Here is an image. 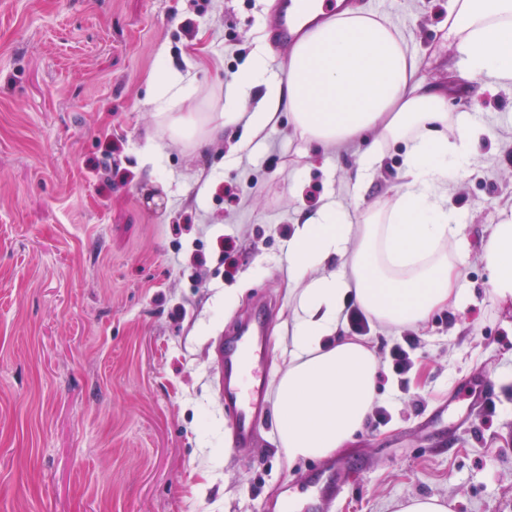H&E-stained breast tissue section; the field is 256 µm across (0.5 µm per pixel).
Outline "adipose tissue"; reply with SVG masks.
<instances>
[{
	"label": "adipose tissue",
	"mask_w": 512,
	"mask_h": 512,
	"mask_svg": "<svg viewBox=\"0 0 512 512\" xmlns=\"http://www.w3.org/2000/svg\"><path fill=\"white\" fill-rule=\"evenodd\" d=\"M445 37L462 80L512 86V0H448ZM287 84L284 93L269 86L265 107L249 118L254 131L287 106L305 142L325 148L365 142V175L380 164L382 142L401 140L406 177L388 208L360 226L330 204L296 225L288 241L298 291L273 421L291 465L328 458L352 441L382 395L374 347L340 331L347 298L387 329L418 326L436 311L461 307L460 274L448 258L460 233L448 181L470 167L485 130L450 117L446 93L420 76L402 32L366 10L307 31L291 50ZM154 85L152 110L171 140L201 141L240 117L237 97L203 86L187 90L166 64H159ZM203 103L211 111H200ZM336 258L341 271L327 269ZM483 258L490 297L512 300V208L499 211Z\"/></svg>",
	"instance_id": "ef3b65f1"
}]
</instances>
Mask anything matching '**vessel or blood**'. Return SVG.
Instances as JSON below:
<instances>
[{
    "instance_id": "b4317fda",
    "label": "vessel or blood",
    "mask_w": 512,
    "mask_h": 512,
    "mask_svg": "<svg viewBox=\"0 0 512 512\" xmlns=\"http://www.w3.org/2000/svg\"><path fill=\"white\" fill-rule=\"evenodd\" d=\"M306 0H285L282 8L267 22L270 41L278 46L294 44L300 31L297 16ZM265 320L255 317L249 334L228 337L224 349V370L220 393L231 414V439L234 448L251 447L258 417L269 405L265 361L268 349L263 340Z\"/></svg>"
}]
</instances>
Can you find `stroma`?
<instances>
[{
  "mask_svg": "<svg viewBox=\"0 0 512 512\" xmlns=\"http://www.w3.org/2000/svg\"><path fill=\"white\" fill-rule=\"evenodd\" d=\"M360 3L403 32L421 75L447 87L449 113L494 138L448 191L462 309L371 326L386 418L290 467L268 419L249 451L232 450L224 339L265 308L276 382L295 225L329 201L363 223L404 183V144H384L364 182L363 144L319 150L284 108L249 140L239 123L201 144L161 132L149 104L160 48L188 83L229 92L264 47L266 81L243 95L245 112L285 79L288 52L266 32L277 0H0V512H388L413 495L512 512V301L490 298L483 260L512 205V87L458 89L447 0ZM399 343L404 375L390 357ZM483 375L486 413L466 397ZM315 468L347 491L319 495Z\"/></svg>",
  "mask_w": 512,
  "mask_h": 512,
  "instance_id": "1",
  "label": "stroma"
}]
</instances>
